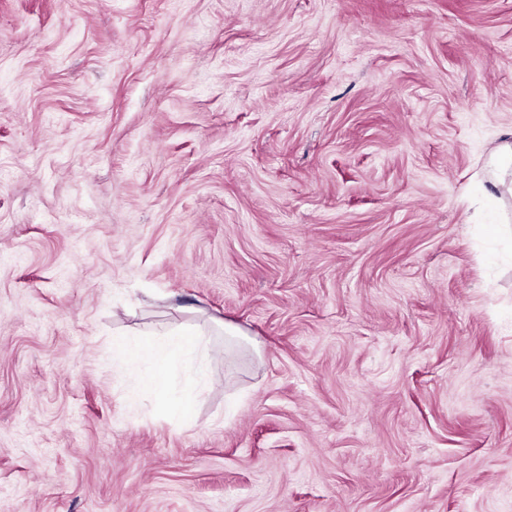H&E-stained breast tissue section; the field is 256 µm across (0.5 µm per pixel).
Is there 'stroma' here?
Returning a JSON list of instances; mask_svg holds the SVG:
<instances>
[{"instance_id": "stroma-1", "label": "stroma", "mask_w": 512, "mask_h": 512, "mask_svg": "<svg viewBox=\"0 0 512 512\" xmlns=\"http://www.w3.org/2000/svg\"><path fill=\"white\" fill-rule=\"evenodd\" d=\"M510 130L512 0H0V512H512ZM487 173L495 180L504 184V176L512 170V140L503 139L496 151L486 161ZM199 334L189 333L184 330L172 331L154 339L140 341L131 344L128 340H115L112 346V353L117 360L124 361L134 356V349L144 345L150 352L155 369L143 381V387L152 391H165L169 387L170 365L177 359L187 355H199L203 350L201 340L196 337ZM165 368L166 377L163 383L156 381L159 370Z\"/></svg>"}]
</instances>
